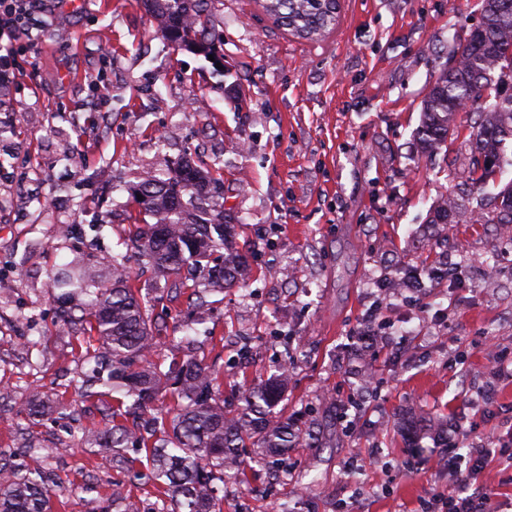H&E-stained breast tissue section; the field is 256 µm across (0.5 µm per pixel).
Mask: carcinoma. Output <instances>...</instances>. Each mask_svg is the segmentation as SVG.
<instances>
[{
  "instance_id": "carcinoma-1",
  "label": "carcinoma",
  "mask_w": 512,
  "mask_h": 512,
  "mask_svg": "<svg viewBox=\"0 0 512 512\" xmlns=\"http://www.w3.org/2000/svg\"><path fill=\"white\" fill-rule=\"evenodd\" d=\"M212 0H143L145 10L160 22L162 37L179 48L202 52L219 63L223 37L209 30ZM276 23L300 38L317 40L336 23V0H263ZM512 0H481L479 23L453 43L451 63L439 72L422 101L419 139L422 151L433 157L462 138L470 145L468 179L476 190L491 178L484 164L499 158L503 141L512 138ZM471 103L477 121L465 130L456 123L460 104ZM208 177L188 161L176 163L165 178L143 179L132 192L142 195L140 212L151 218L136 227L133 243L163 277L180 273L189 264H210V287L195 291L199 306L212 291L224 292L251 272L248 253L236 242V226L224 208H207L202 194ZM494 208L476 221L496 224L508 213L512 223V182L489 198ZM468 218L453 196L434 206L433 223L462 224ZM51 288L71 303L61 319L79 327V335L96 337L83 358L99 365L110 362L107 378L97 370L83 375L80 397L94 396L99 383L112 396L110 439L102 442L90 431L87 440L108 454L114 448L145 452L151 468L143 474L129 464L134 480L147 478L163 503L162 512H213L214 484L232 478L244 482L247 464L240 449L253 446L277 456L288 454L295 438L293 425L273 419L269 411L283 401L288 374L261 380L244 393V413L229 416L224 400L213 391L209 367L194 358L177 370L181 400L171 422L143 431L127 425L143 415L166 388L169 373L152 359V308L132 288L124 257L108 255L91 267L75 259L51 278ZM81 315H74L75 311ZM51 493L41 475H21L0 457V512H51Z\"/></svg>"
}]
</instances>
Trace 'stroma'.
<instances>
[{"mask_svg":"<svg viewBox=\"0 0 512 512\" xmlns=\"http://www.w3.org/2000/svg\"><path fill=\"white\" fill-rule=\"evenodd\" d=\"M479 6L341 0L315 43L261 0H214L219 77L162 39L141 0H47L0 80V457L70 480L52 493L57 512H98L117 490L143 512L162 507L85 442L108 420L77 399L84 362L49 293L55 268L107 253L124 255L152 305L158 361L212 365L231 413L246 381L288 369L274 413L300 439L251 484L219 491L217 512H425L455 487L442 425L512 449V377L492 380L482 348L512 344V241L495 224L428 223L442 195L475 210L488 194L471 190L464 157L431 161L415 138L423 95ZM181 160L222 166L212 200L239 225L254 271L201 309L191 297L203 272L161 277L128 245L131 186ZM438 265L448 275L426 298L405 296L401 271ZM198 319L205 332L187 346L182 328ZM362 326L380 338L365 360L373 392L346 350ZM489 381L490 408L478 396ZM36 389L48 402L31 414ZM478 482L512 512L511 461L488 457Z\"/></svg>","mask_w":512,"mask_h":512,"instance_id":"1","label":"stroma"}]
</instances>
